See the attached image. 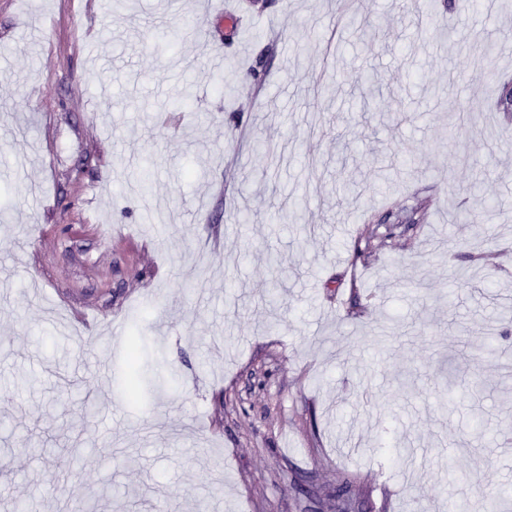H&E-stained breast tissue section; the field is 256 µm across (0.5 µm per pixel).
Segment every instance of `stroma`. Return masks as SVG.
Listing matches in <instances>:
<instances>
[{"label": "stroma", "mask_w": 512, "mask_h": 512, "mask_svg": "<svg viewBox=\"0 0 512 512\" xmlns=\"http://www.w3.org/2000/svg\"><path fill=\"white\" fill-rule=\"evenodd\" d=\"M234 2L0 0V512H485L476 485L512 493V0ZM135 332L164 377L137 407ZM427 204L425 201H417L416 204L407 212L404 208H396L387 213L383 219V224L388 223V219L394 220L389 224H423L427 219ZM143 342L141 336L135 333L128 340L129 362L125 376V394L130 402H137L141 393L140 358Z\"/></svg>", "instance_id": "stroma-1"}]
</instances>
